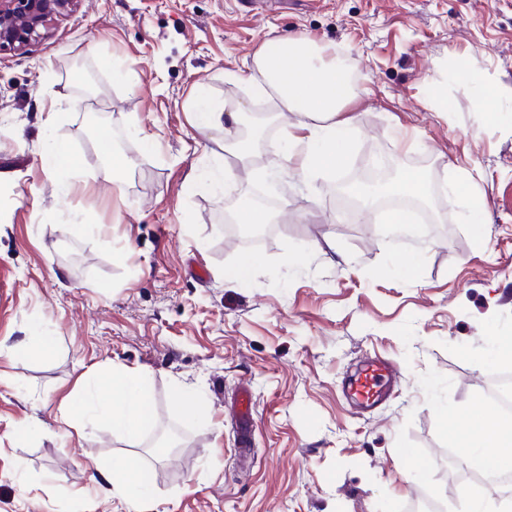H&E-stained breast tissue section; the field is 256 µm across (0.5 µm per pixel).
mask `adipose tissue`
Returning <instances> with one entry per match:
<instances>
[{"mask_svg": "<svg viewBox=\"0 0 512 512\" xmlns=\"http://www.w3.org/2000/svg\"><path fill=\"white\" fill-rule=\"evenodd\" d=\"M251 69L255 93L275 96L284 109L302 116L284 148V159L296 173L309 179L341 166L352 124L343 109L352 87L347 70L329 57L327 48L299 37H277L253 54ZM147 384L146 370L113 366L86 384L74 410L87 418L111 416L113 431L134 450L154 423ZM449 434L469 466L486 474L512 472V425L495 412L472 408L463 426L452 427ZM144 475V463L134 454L100 473L113 496L133 502L134 512H151Z\"/></svg>", "mask_w": 512, "mask_h": 512, "instance_id": "1", "label": "adipose tissue"}]
</instances>
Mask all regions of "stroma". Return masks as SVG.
<instances>
[{
    "instance_id": "1",
    "label": "stroma",
    "mask_w": 512,
    "mask_h": 512,
    "mask_svg": "<svg viewBox=\"0 0 512 512\" xmlns=\"http://www.w3.org/2000/svg\"><path fill=\"white\" fill-rule=\"evenodd\" d=\"M288 35L352 73L344 165L296 178L281 161L291 113L232 179L198 185L206 149L234 147L239 129L200 134L194 89L274 104L249 67ZM109 59L132 72L114 78ZM483 89L498 94L490 116ZM99 113L132 161L118 189ZM51 137L77 170L44 167ZM392 161L421 174L444 237L408 240L341 207L340 178ZM464 172L487 203L479 224L446 201ZM259 179L288 213L242 243L224 232V200ZM250 254V279H226ZM510 332L512 0H79L26 53L0 52V341L13 349L0 357V512H129L98 483L128 453L111 418L61 423L81 379L115 364L147 371L155 426L185 435L174 452L150 431L138 450L158 512H463L448 428L512 373L491 340ZM377 358L398 387L362 413L342 389ZM243 386L246 453L230 409ZM185 388L208 421L184 419Z\"/></svg>"
}]
</instances>
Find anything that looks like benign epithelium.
Listing matches in <instances>:
<instances>
[{"label": "benign epithelium", "instance_id": "benign-epithelium-1", "mask_svg": "<svg viewBox=\"0 0 512 512\" xmlns=\"http://www.w3.org/2000/svg\"><path fill=\"white\" fill-rule=\"evenodd\" d=\"M78 0H0V51L24 53L57 18L73 11Z\"/></svg>", "mask_w": 512, "mask_h": 512}]
</instances>
